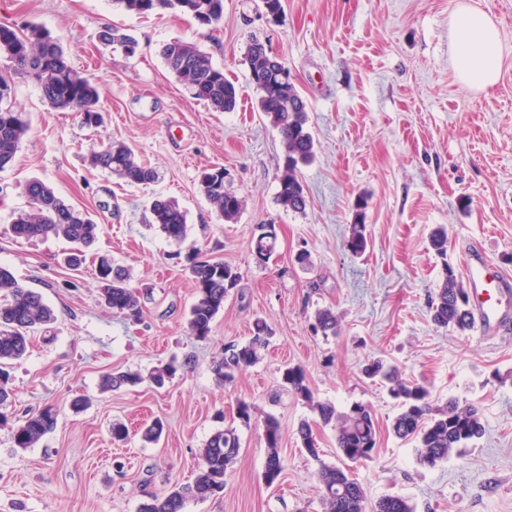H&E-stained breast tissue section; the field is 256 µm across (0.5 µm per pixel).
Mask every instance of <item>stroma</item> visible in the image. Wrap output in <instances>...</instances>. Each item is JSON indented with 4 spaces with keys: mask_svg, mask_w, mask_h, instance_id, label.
<instances>
[{
    "mask_svg": "<svg viewBox=\"0 0 512 512\" xmlns=\"http://www.w3.org/2000/svg\"><path fill=\"white\" fill-rule=\"evenodd\" d=\"M461 0H284L266 21L262 0H224L217 29L166 13L147 18L113 0H0V24L31 22L47 30L73 66L97 84L101 124L51 108L39 86L13 77L0 57V76L15 81L14 102L29 131L14 160L0 169V266L40 292L55 311L49 332L36 333L11 370L15 417L52 406L57 425L34 447L14 446L0 427V512H137L174 483H192L198 454L221 423L236 419L238 401L256 409L239 427L241 448L222 494L189 502L185 512H323L316 473L339 464L331 427L283 383L299 365L315 397L336 408L370 406L377 429L371 460L353 465L368 502L385 495L410 500L415 512H512V333L497 338L442 329L430 300L446 269L463 276L461 256L480 245L512 278V0H469L495 20L503 47L497 83L461 90L449 51L448 19ZM115 25L139 43L135 56L103 46L98 33ZM266 40L294 76L307 104L316 160L302 171L305 212L277 202L281 138L256 109L245 51L250 36ZM198 44L223 66L239 91L234 111L194 98L166 67L160 50L172 39ZM129 144L161 174L148 187L123 183L92 166L109 141ZM218 166L225 188L245 199L237 221L218 219L199 185ZM54 187L99 225L88 248L49 236L15 237L31 179ZM164 195L187 213L189 235L174 244L149 228V203ZM363 212H356L357 199ZM362 220L368 245L352 255L344 242ZM272 224L277 249L267 264L251 252L254 229ZM448 235L436 256L429 236ZM230 264L242 279L224 301L209 337L187 331L196 290L190 250ZM83 251L76 270L65 257ZM310 255L309 267L295 261ZM125 267L145 290L138 317L113 312L99 296L95 259ZM329 308L337 335L313 329ZM272 330L262 359L219 384L212 362L226 346L248 341L255 319ZM382 356L406 381L426 385L434 405L473 403L485 434L431 469L416 462V444L396 438L399 407L380 382L361 372ZM177 359L182 367L164 388L150 382L102 389L103 378L148 374ZM90 406L74 411V398ZM281 427L284 471L267 485L263 419ZM165 429L144 441L153 420ZM308 421L320 448L310 457L297 435ZM129 428L112 438V424Z\"/></svg>",
    "mask_w": 512,
    "mask_h": 512,
    "instance_id": "35a3bbf8",
    "label": "stroma"
}]
</instances>
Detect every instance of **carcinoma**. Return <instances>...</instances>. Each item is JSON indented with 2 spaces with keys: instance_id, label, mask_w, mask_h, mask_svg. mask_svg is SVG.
Returning a JSON list of instances; mask_svg holds the SVG:
<instances>
[{
  "instance_id": "carcinoma-1",
  "label": "carcinoma",
  "mask_w": 512,
  "mask_h": 512,
  "mask_svg": "<svg viewBox=\"0 0 512 512\" xmlns=\"http://www.w3.org/2000/svg\"><path fill=\"white\" fill-rule=\"evenodd\" d=\"M127 12L148 17L163 13H180L191 17L201 26H217L224 17V0H115ZM99 39L106 45L118 46L132 57L137 53V40L116 26H104ZM0 55L13 64L15 75L35 81L48 105L60 111L79 110L86 125L101 121L98 92L89 79L74 68L62 45L40 26L29 23L23 27L0 26ZM161 56L167 68L189 88L193 95L223 111H233L238 102L236 85L224 75V68L214 62L210 53L192 42L175 38L163 45ZM246 62L252 84L259 93L258 108L269 119L281 136L284 163L279 176L278 202L296 213L306 210L307 198L301 181V169L315 158V142L310 131L307 105L296 86L284 83L270 65V58L256 38L250 40ZM12 86L0 78V168L15 157L29 130L27 121L11 103ZM91 164L109 170L125 183L134 186L150 185L158 181L155 167L138 160L133 150L122 141H112L91 156ZM224 168L214 167L201 172L199 183L217 215L226 222H234L241 214L245 200L236 192L224 188ZM27 209L17 214L12 222L13 234L18 238L33 239L48 236L77 242L85 247L96 241L99 225L86 212L65 203L50 185L33 179L24 186ZM151 223L158 226L166 238L182 242L187 238L186 212L173 199L156 197L150 204ZM275 225L259 224L253 234L252 253L256 263L268 262L276 246ZM347 250L359 255L366 250V225H352L346 241ZM190 273L196 300L188 315L190 335L201 340L208 337L218 312L224 308V298L240 283L238 269L221 261L189 259ZM98 278L101 296L113 311L136 315L139 292L129 286V272L114 265L112 259L98 260ZM0 290L9 300L0 305V408L7 406L11 389L6 367L26 356L31 332L55 320L53 309L42 295L20 283L6 268L0 267ZM432 321L439 327L465 331L473 324L463 288L452 269L445 276L435 297L431 299ZM338 319L329 309L317 311L315 328L336 333ZM271 331L267 323L257 319L252 336L242 345L224 349V357L213 363L216 379L223 383L233 381L235 372L257 363L268 344ZM177 368L170 363L154 370L150 381L162 387L175 375ZM365 376L388 382L390 395L398 400L400 412L392 423L394 436L417 443V463L433 468L445 462L456 451L480 439L485 433L480 409L473 404L461 405L450 399L444 406L435 407L430 401L429 389L404 381L393 367L381 359L364 365ZM288 390L304 401L315 412L323 425L335 433L337 454L347 465L321 464L316 478L325 512H414L409 501L397 495L379 498L367 507V494L353 477L350 465L373 457L377 445L376 423L370 408L354 402L339 410L336 406L316 399L307 384V376L300 365L283 372ZM143 382L140 373L117 372L107 377L104 388L117 390L135 387ZM56 423V411L45 406L29 412L25 418L12 423L8 414L0 411V426H11L12 439L17 448H31ZM298 436L302 448L314 459L320 458V448L307 421L300 423ZM264 438L267 448L264 480L273 484L280 479L283 462L280 455L281 430L273 416L264 419ZM240 450L237 428L227 426L215 431L199 452L197 475L191 484L174 485L162 498H151L139 505L138 512H184L191 501H203L224 491L225 477L236 463Z\"/></svg>"
}]
</instances>
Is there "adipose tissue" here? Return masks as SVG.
Masks as SVG:
<instances>
[{
    "label": "adipose tissue",
    "mask_w": 512,
    "mask_h": 512,
    "mask_svg": "<svg viewBox=\"0 0 512 512\" xmlns=\"http://www.w3.org/2000/svg\"><path fill=\"white\" fill-rule=\"evenodd\" d=\"M449 27L458 83L468 91H483L495 85L502 44L499 29L491 17L464 2L453 11Z\"/></svg>",
    "instance_id": "ef3b65f1"
}]
</instances>
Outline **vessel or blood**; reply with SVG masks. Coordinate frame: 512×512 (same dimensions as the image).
<instances>
[{"label": "vessel or blood", "mask_w": 512, "mask_h": 512, "mask_svg": "<svg viewBox=\"0 0 512 512\" xmlns=\"http://www.w3.org/2000/svg\"><path fill=\"white\" fill-rule=\"evenodd\" d=\"M466 293L480 335L500 336L512 331V298L504 279L481 247L470 248L463 263Z\"/></svg>", "instance_id": "b4317fda"}]
</instances>
